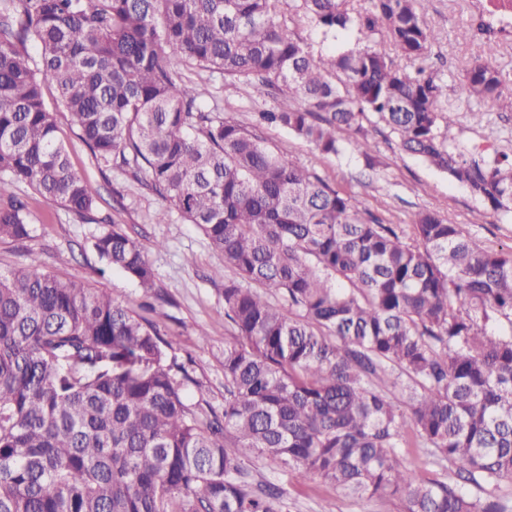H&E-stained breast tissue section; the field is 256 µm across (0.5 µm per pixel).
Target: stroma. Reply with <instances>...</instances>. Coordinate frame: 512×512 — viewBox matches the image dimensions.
Wrapping results in <instances>:
<instances>
[{
  "mask_svg": "<svg viewBox=\"0 0 512 512\" xmlns=\"http://www.w3.org/2000/svg\"><path fill=\"white\" fill-rule=\"evenodd\" d=\"M471 12L470 0H427L426 21L437 34L429 64L450 88L440 104L442 132L463 152L481 149L484 160L490 163L497 153L512 155V112L458 98L454 90L458 76L480 53L477 44L460 43L453 36L455 27L468 21ZM188 76L195 84H208L225 116L243 124H252L256 113L274 106L272 99L255 96L241 82L193 70ZM474 112L482 113L481 122L471 120ZM55 119L73 169L94 194L101 196V206L88 223L30 194V207L38 218L35 232L21 245L0 241V272L16 264L33 265L64 280L85 282L97 291L112 293L130 307H138L141 289L119 271L105 267L87 248L91 236L100 229V221L120 222L142 243L154 269V303L161 313L157 323L168 342V364L184 368L189 376L184 384L187 404L196 403V390L201 387L214 407H222L224 348L245 344L224 320L223 280L211 278L214 269L223 265V256L179 213H172L169 223H153L162 200L132 176L97 166L77 139L67 114L56 113ZM364 125L376 145L370 165L350 144L341 155L324 156L285 130L267 128L263 135L284 156L356 195L383 223L407 228L416 212L433 210L448 223L459 225L484 248L512 250V217L494 214L465 185L405 152L396 135L376 117H369ZM251 468L256 480L284 490L288 512H404L397 500L383 505L374 499L346 497L321 480L299 482L266 460L253 461Z\"/></svg>",
  "mask_w": 512,
  "mask_h": 512,
  "instance_id": "1",
  "label": "stroma"
}]
</instances>
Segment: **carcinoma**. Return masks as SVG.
Returning a JSON list of instances; mask_svg holds the SVG:
<instances>
[{"label":"carcinoma","instance_id":"carcinoma-1","mask_svg":"<svg viewBox=\"0 0 512 512\" xmlns=\"http://www.w3.org/2000/svg\"><path fill=\"white\" fill-rule=\"evenodd\" d=\"M0 0V241L31 237L27 185L84 221L97 201L72 169L54 113L97 165L138 176L196 225L237 278L224 318V406L167 364L156 325L112 295L30 266L0 272V512H287L254 486L268 460L301 482L404 512H512V250L492 252L436 211L404 229L285 160L260 127L324 156L344 135L372 165V114L402 147L512 212V156L451 146L427 71L424 0ZM323 39L364 29L394 48L313 56L287 20ZM481 54L457 94L512 111L498 32L455 28ZM37 49L32 56L29 47ZM193 69L241 81L277 107L244 126L207 109ZM55 92L54 108L45 90ZM107 267L149 293L154 271L117 222L91 237ZM421 448L448 483L403 465Z\"/></svg>","mask_w":512,"mask_h":512}]
</instances>
